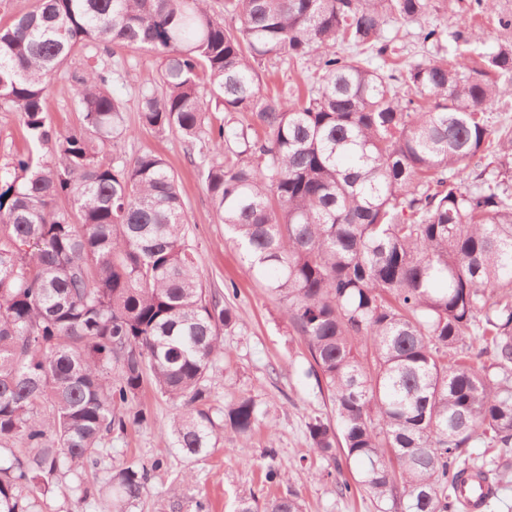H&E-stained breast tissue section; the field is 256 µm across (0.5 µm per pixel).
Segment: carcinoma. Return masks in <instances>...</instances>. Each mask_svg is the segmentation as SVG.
Returning <instances> with one entry per match:
<instances>
[{
	"label": "carcinoma",
	"mask_w": 512,
	"mask_h": 512,
	"mask_svg": "<svg viewBox=\"0 0 512 512\" xmlns=\"http://www.w3.org/2000/svg\"><path fill=\"white\" fill-rule=\"evenodd\" d=\"M429 2L224 0L227 26L209 0H37L0 29V102L34 146L0 164V512H39L60 483L80 512L106 437L151 418L147 384L177 406L186 457L259 424L250 397L213 410L235 312L195 262L172 168L122 155L119 69L71 75L82 131L47 122V77L109 43L164 62L140 123L188 143L217 220L307 347L336 411L308 422L312 451L343 448L394 512H457L469 449L512 447V132L489 112L512 94V47L388 61V18L418 21ZM445 39L480 41L425 29ZM281 56L312 71L305 98L262 83L261 61ZM499 469L473 465L487 507ZM150 477L112 467V506L134 507ZM233 512L302 504L252 493Z\"/></svg>",
	"instance_id": "obj_1"
}]
</instances>
